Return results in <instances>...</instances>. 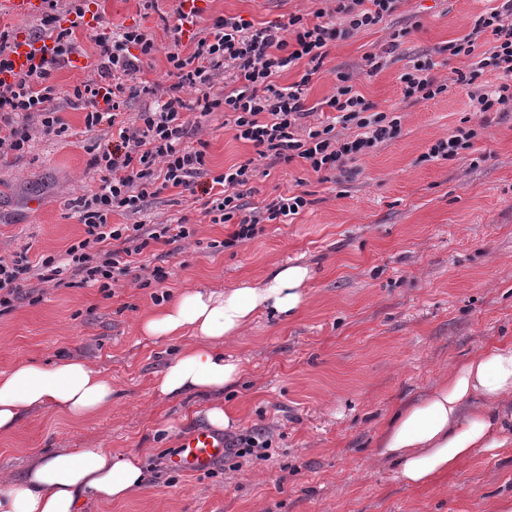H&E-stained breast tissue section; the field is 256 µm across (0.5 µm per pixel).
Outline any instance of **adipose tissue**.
I'll use <instances>...</instances> for the list:
<instances>
[{
	"mask_svg": "<svg viewBox=\"0 0 512 512\" xmlns=\"http://www.w3.org/2000/svg\"><path fill=\"white\" fill-rule=\"evenodd\" d=\"M313 274L303 264H277L258 281L180 293L139 324L151 340L190 337L154 382V391L180 399L206 394L203 414L214 428H233L222 393L243 375L224 344L256 318L292 320L302 310ZM112 403V379L81 358L57 363L22 362L0 371V433L24 415L51 408L74 419L92 417ZM512 433V342L492 343L460 363L427 395L409 401L386 420L378 457L394 467L395 480L427 487L459 470L478 450L505 447ZM145 481L135 453L105 448L60 451L33 464L21 483L0 486V512H80L89 499H122Z\"/></svg>",
	"mask_w": 512,
	"mask_h": 512,
	"instance_id": "ef3b65f1",
	"label": "adipose tissue"
}]
</instances>
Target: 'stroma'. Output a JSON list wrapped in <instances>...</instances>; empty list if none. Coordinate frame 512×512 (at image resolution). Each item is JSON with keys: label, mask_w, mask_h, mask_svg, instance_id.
<instances>
[{"label": "stroma", "mask_w": 512, "mask_h": 512, "mask_svg": "<svg viewBox=\"0 0 512 512\" xmlns=\"http://www.w3.org/2000/svg\"><path fill=\"white\" fill-rule=\"evenodd\" d=\"M179 7V0H161L158 11L146 13L138 0H95L90 9L116 24L143 25L165 45ZM319 7L318 0H207L198 25L220 15L309 20ZM489 7L488 0H400L382 23L328 47L308 104L334 93L337 73H348L374 110L401 122L394 139L346 173L324 179L299 160L269 165L235 139L223 112L187 113V142L206 153L207 173L194 193L172 187L146 199L139 213L110 221L174 224L185 217L193 236L151 244L110 294L77 280L58 287L33 278V299L0 313V370L79 357L103 369L113 389L111 406L97 417L41 409L0 434V478L21 480L53 452L103 447L140 453L147 480L124 500H90L82 512H487L499 494L511 493L512 447L477 452L459 471L422 488L395 482L374 450L400 403L433 390L486 344L512 341V109L472 112L467 87L451 78L455 70H472L475 59L446 50ZM99 32L95 24L78 31L83 55L51 78V106L67 132L48 136L34 123L24 156L0 154V257L24 250L35 263L84 236L72 203L98 185L91 159L111 139L107 126L86 129L66 91L97 80L87 58ZM383 49L386 65L367 74L365 56ZM422 56L435 61L434 76L449 87L429 101H405L399 77ZM143 77L156 93L127 97L126 122L170 85L164 55L145 63ZM461 127L476 132L470 149L450 159L428 157L433 143ZM251 159L256 177L243 192L245 212L294 189L308 192L311 203L291 223L267 224L257 238L224 249L233 227L213 223L206 193L213 176ZM275 262L312 269L305 306L290 322L259 318L224 345L244 369L240 384L224 393L225 409L238 419L224 438L263 433L271 456L228 457L198 474L173 470L168 455L206 423L204 400L154 393L157 374L182 342L149 340L139 322L157 310L156 295L172 299L202 285L257 280ZM157 266L167 273L158 285L148 281Z\"/></svg>", "instance_id": "35a3bbf8"}]
</instances>
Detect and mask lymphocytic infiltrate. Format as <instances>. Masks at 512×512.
<instances>
[{
    "mask_svg": "<svg viewBox=\"0 0 512 512\" xmlns=\"http://www.w3.org/2000/svg\"><path fill=\"white\" fill-rule=\"evenodd\" d=\"M87 0H73L74 17L61 25L58 0H44L39 18V39L50 40L49 55L30 64L26 71L13 73L11 55L15 51L13 28L0 27V76L12 72V82L0 79V150L27 153L31 136L27 122L39 118L45 133L62 135L67 126L50 102L57 92L50 79L71 55L81 53L76 31L86 12ZM332 10H317L315 22L290 17L288 22L253 23L239 16H219L199 30L190 46H183L184 24L194 16L180 14L172 29L173 41L160 48L153 34L140 25L103 24L97 40L95 66L98 81L72 85L66 92L73 107L84 110L86 128L108 125L112 147L93 160L101 173V184L90 196L74 201L73 208L84 226L83 239L71 243L62 256H45L30 264L26 252L11 260L0 259V312L12 309L26 290L24 283L33 275L52 281L63 268L73 269L82 282L107 292L117 278L131 271V256L140 254L150 243H174L188 238L192 229L187 219L174 224H113L112 214L138 212L141 203L171 187L193 190L205 170V152L190 146L183 119L185 112L209 114L224 111L230 118L236 139L253 144L258 156L274 164L302 159L314 173L343 172L348 164L371 153L379 145L395 138L400 131L396 119L372 111L362 95L355 91L352 77L337 74L336 90L322 102L335 112V122L302 128L301 121L312 109L307 105V86L322 65L329 46L373 27L392 14L399 0H335ZM490 33L495 44L481 59L476 70L457 72L455 81L473 85L479 70L498 73V82L489 89H475L469 99L473 111L499 112L512 107V0L481 16L473 31L449 42L452 56H471L481 33ZM164 54L175 83L168 86L164 100L145 109L137 122L122 118L125 95L151 94L152 85L140 75L146 61ZM303 65L301 79L287 87L278 85L283 72ZM431 60L419 58L400 76L405 100L421 102L444 93L446 84L431 74ZM224 72L232 85L224 97H211L212 78ZM195 92L194 100H185L184 89ZM352 125L356 134L340 136L337 125ZM251 163L235 164L213 179L218 190L206 203L207 210L222 223H234L235 229L224 247H233L255 239L262 224L287 222L307 206L305 194L280 196L264 209L243 213L239 190L254 176Z\"/></svg>",
    "mask_w": 512,
    "mask_h": 512,
    "instance_id": "1",
    "label": "lymphocytic infiltrate"
}]
</instances>
